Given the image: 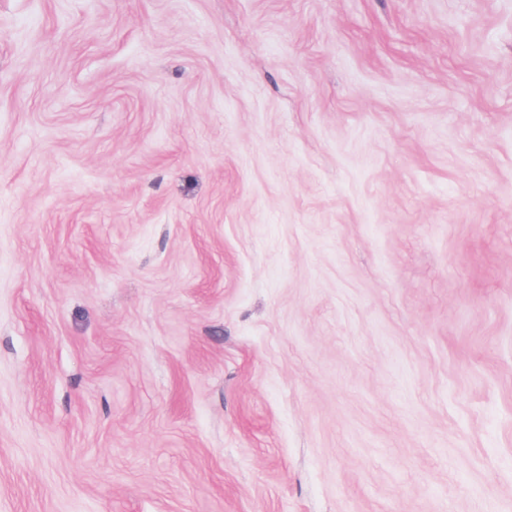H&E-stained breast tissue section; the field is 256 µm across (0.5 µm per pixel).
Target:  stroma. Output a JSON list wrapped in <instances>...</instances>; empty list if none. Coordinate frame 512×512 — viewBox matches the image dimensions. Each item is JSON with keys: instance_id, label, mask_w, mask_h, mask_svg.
<instances>
[{"instance_id": "35a3bbf8", "label": "stroma", "mask_w": 512, "mask_h": 512, "mask_svg": "<svg viewBox=\"0 0 512 512\" xmlns=\"http://www.w3.org/2000/svg\"><path fill=\"white\" fill-rule=\"evenodd\" d=\"M0 512H512V0H0Z\"/></svg>"}]
</instances>
